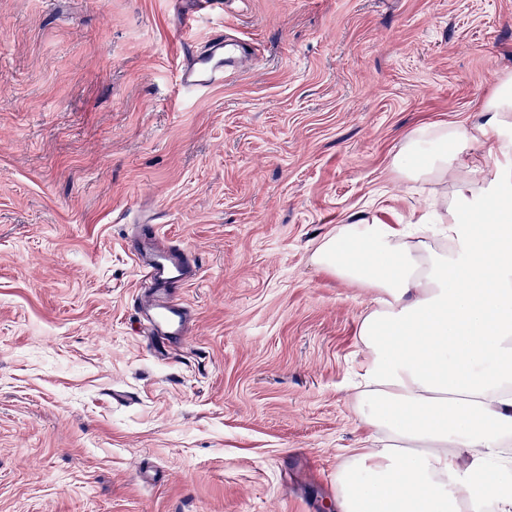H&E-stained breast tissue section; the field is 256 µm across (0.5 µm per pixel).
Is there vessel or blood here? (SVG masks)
<instances>
[{
    "instance_id": "b4317fda",
    "label": "vessel or blood",
    "mask_w": 512,
    "mask_h": 512,
    "mask_svg": "<svg viewBox=\"0 0 512 512\" xmlns=\"http://www.w3.org/2000/svg\"><path fill=\"white\" fill-rule=\"evenodd\" d=\"M248 53L246 42L214 35L204 49L194 53L191 64L182 72L183 86L204 91L224 80L227 70L238 68ZM146 285L137 296L152 333L168 343L182 341L189 331L191 311L182 290L197 275L193 254L180 247L160 246L152 233H145L137 253Z\"/></svg>"
}]
</instances>
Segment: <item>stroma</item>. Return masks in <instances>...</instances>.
<instances>
[{
	"label": "stroma",
	"mask_w": 512,
	"mask_h": 512,
	"mask_svg": "<svg viewBox=\"0 0 512 512\" xmlns=\"http://www.w3.org/2000/svg\"><path fill=\"white\" fill-rule=\"evenodd\" d=\"M0 0V512H336L371 305L310 256L422 123L482 121L512 0ZM257 44L182 89L183 46ZM200 267L183 342L136 307L135 225Z\"/></svg>",
	"instance_id": "stroma-1"
}]
</instances>
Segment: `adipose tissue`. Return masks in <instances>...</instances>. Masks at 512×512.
<instances>
[{
	"mask_svg": "<svg viewBox=\"0 0 512 512\" xmlns=\"http://www.w3.org/2000/svg\"><path fill=\"white\" fill-rule=\"evenodd\" d=\"M481 110V123L416 126L391 160L433 186L439 241L360 217L313 256L374 302L358 329L367 435L336 475L338 512H462L474 499L512 512V77ZM494 137L495 162L475 150Z\"/></svg>",
	"mask_w": 512,
	"mask_h": 512,
	"instance_id": "obj_1",
	"label": "adipose tissue"
}]
</instances>
